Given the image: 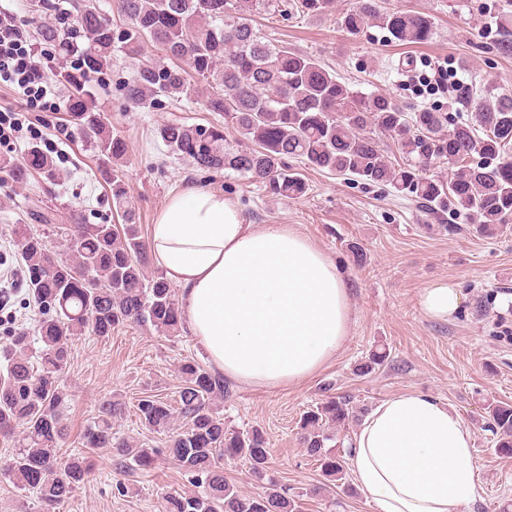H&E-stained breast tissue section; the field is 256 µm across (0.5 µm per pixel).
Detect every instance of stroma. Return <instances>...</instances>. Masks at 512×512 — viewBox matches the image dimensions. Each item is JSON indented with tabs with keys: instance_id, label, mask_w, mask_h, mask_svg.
<instances>
[{
	"instance_id": "1",
	"label": "stroma",
	"mask_w": 512,
	"mask_h": 512,
	"mask_svg": "<svg viewBox=\"0 0 512 512\" xmlns=\"http://www.w3.org/2000/svg\"><path fill=\"white\" fill-rule=\"evenodd\" d=\"M351 3L336 0L335 13L322 17L296 13L285 19L255 12L250 22L265 39L316 57L352 89L386 94L410 110L428 107L467 116L468 106L420 89L421 79L444 61L477 89H512V54L499 52L495 44L500 19L512 15V0H384L385 8L431 17L434 35L421 44L399 42L373 22L358 34L348 33L337 14ZM140 58L115 49L111 72L94 92L113 133L127 144L123 176L141 230H149L167 199L186 185L217 190L238 204L249 223L293 225L338 264L349 283L351 323L336 356L309 378L286 387L231 383L228 396L214 401L225 426L265 432L272 454L268 473L301 493L302 512H377L349 472L321 495H310L322 476L299 439L297 422L319 401L323 386L351 395L354 417L340 433L347 445L360 419L380 401L421 392L459 413L473 432L480 487L473 512H502L503 505L512 504V457L496 453L483 419L488 403H512V230L491 239L476 237L461 216L458 231L450 234L441 229L439 217L391 187L367 185L298 161L293 167L309 190L295 200L267 195L258 184L229 171H197L164 145L157 130L172 121L208 126L219 123V115L185 100H166L149 111L127 105L122 86L135 76ZM64 149L67 159L57 162L56 177L37 174L22 183L0 172V275H15L5 293L12 320L0 323V333L9 325L33 327L36 317L15 236L19 226L41 230L37 215L47 211L65 224L75 209L89 224L122 222L93 144L78 136ZM350 243L361 247L362 262L348 253ZM442 282L462 294L460 310L445 321L429 318L418 304L422 289ZM380 348L389 353L385 364L358 375V364ZM187 357L207 361L187 333L168 336L150 327H125L108 337L87 334L75 341L63 373L68 394L63 449L84 453L92 474L58 512H160L164 493H195L172 459L122 475L109 449L83 446L99 405L115 401L122 408L114 421L118 436L146 448L162 447L164 434L142 425L137 404L146 395L175 401L181 386L177 366ZM118 479L129 488L126 496L112 492Z\"/></svg>"
}]
</instances>
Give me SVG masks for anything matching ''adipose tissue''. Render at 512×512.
I'll return each mask as SVG.
<instances>
[{
	"label": "adipose tissue",
	"instance_id": "obj_1",
	"mask_svg": "<svg viewBox=\"0 0 512 512\" xmlns=\"http://www.w3.org/2000/svg\"><path fill=\"white\" fill-rule=\"evenodd\" d=\"M149 250L179 291L188 333L225 378L296 384L346 339L349 285L337 264L291 225L247 223L220 191L189 185L170 196ZM473 451L456 411L410 392L362 419L349 460L377 512H469L479 491Z\"/></svg>",
	"mask_w": 512,
	"mask_h": 512
}]
</instances>
